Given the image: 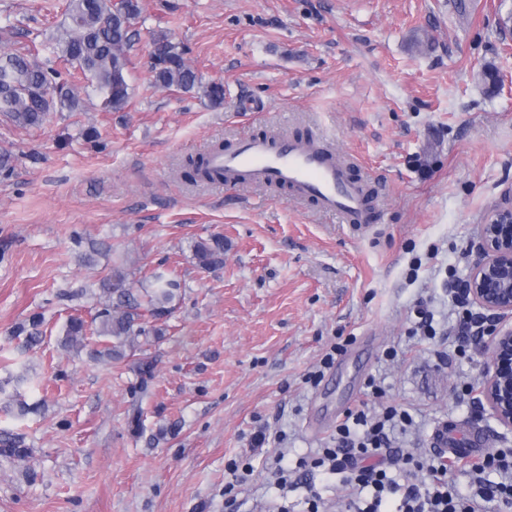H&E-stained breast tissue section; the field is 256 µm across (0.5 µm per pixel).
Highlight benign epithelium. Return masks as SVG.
<instances>
[{"instance_id": "1", "label": "benign epithelium", "mask_w": 512, "mask_h": 512, "mask_svg": "<svg viewBox=\"0 0 512 512\" xmlns=\"http://www.w3.org/2000/svg\"><path fill=\"white\" fill-rule=\"evenodd\" d=\"M469 273L461 282L469 304L491 322L485 348L489 362L480 394L491 417L512 430V203L490 208L471 243Z\"/></svg>"}]
</instances>
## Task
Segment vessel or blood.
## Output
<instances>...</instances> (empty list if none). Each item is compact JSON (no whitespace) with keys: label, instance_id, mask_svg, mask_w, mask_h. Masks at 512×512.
Returning a JSON list of instances; mask_svg holds the SVG:
<instances>
[{"label":"vessel or blood","instance_id":"vessel-or-blood-1","mask_svg":"<svg viewBox=\"0 0 512 512\" xmlns=\"http://www.w3.org/2000/svg\"><path fill=\"white\" fill-rule=\"evenodd\" d=\"M210 161L223 172L225 184L285 186L322 212L339 216L355 234L374 227L375 212L363 177L354 176L352 161L331 150L323 139L247 136L231 149L212 154ZM432 444L451 454L472 453L471 446H464L455 430L445 426L434 434Z\"/></svg>","mask_w":512,"mask_h":512}]
</instances>
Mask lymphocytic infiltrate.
<instances>
[{
  "label": "lymphocytic infiltrate",
  "mask_w": 512,
  "mask_h": 512,
  "mask_svg": "<svg viewBox=\"0 0 512 512\" xmlns=\"http://www.w3.org/2000/svg\"><path fill=\"white\" fill-rule=\"evenodd\" d=\"M411 422V415L397 407L374 414L369 405H361L337 425L335 447L323 449L320 457L301 461L300 466L309 471L328 466L340 474L342 482L367 493L366 503L349 501L348 512H382L392 498L397 501L395 512H486L493 501L512 505V482L483 480L492 468L512 473V462L494 454L467 461L441 452L417 455L393 448L390 431ZM399 464L406 467L407 478L402 482L387 474ZM457 474L472 478L475 490L469 497L458 495L452 483Z\"/></svg>",
  "instance_id": "obj_1"
}]
</instances>
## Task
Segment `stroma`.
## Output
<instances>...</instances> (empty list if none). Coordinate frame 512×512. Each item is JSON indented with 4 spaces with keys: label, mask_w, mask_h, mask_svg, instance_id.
<instances>
[{
    "label": "stroma",
    "mask_w": 512,
    "mask_h": 512,
    "mask_svg": "<svg viewBox=\"0 0 512 512\" xmlns=\"http://www.w3.org/2000/svg\"><path fill=\"white\" fill-rule=\"evenodd\" d=\"M65 2L0 0V50L50 57ZM139 6L123 110L90 90L40 127L0 116L14 167L0 176V432L29 450L0 457V512H309L313 499L344 512L354 491L329 470L285 489L272 471L298 476L363 401L410 412L398 448L430 451L453 420L477 425L486 452L512 450V430L463 392L488 353L460 352L456 307L476 226L512 188V0ZM163 35L223 82L220 107L155 85ZM272 132L325 136L363 162L375 228L350 234L284 188L184 178L187 157ZM217 236L224 265L201 268L193 244ZM117 267L127 284L158 269L180 288L148 345L95 361L64 330L92 322ZM421 299L432 340L412 334ZM17 394L34 413L16 417ZM233 462L250 473L230 501Z\"/></svg>",
    "instance_id": "stroma-1"
}]
</instances>
